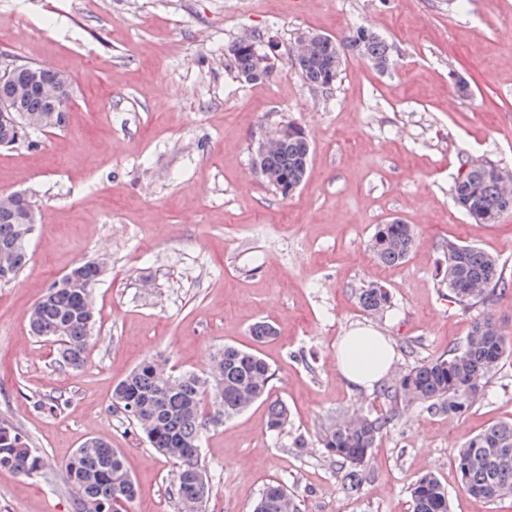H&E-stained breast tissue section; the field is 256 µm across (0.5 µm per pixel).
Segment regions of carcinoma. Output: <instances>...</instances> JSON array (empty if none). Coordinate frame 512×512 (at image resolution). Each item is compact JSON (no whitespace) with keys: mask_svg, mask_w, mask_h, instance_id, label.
Returning <instances> with one entry per match:
<instances>
[{"mask_svg":"<svg viewBox=\"0 0 512 512\" xmlns=\"http://www.w3.org/2000/svg\"><path fill=\"white\" fill-rule=\"evenodd\" d=\"M232 63L238 77H254L252 83L269 79L274 67L260 62L256 41L242 39L232 45ZM351 50L383 71L389 65V47L365 27L352 31L341 43H315L304 62L297 67L302 78L317 89L334 84L345 50ZM38 82L18 99V107L35 116L47 113L40 91L44 84H61L68 76L35 64ZM23 73L0 74V100L15 98ZM288 134L261 160L263 171L279 182L272 190L286 198L305 181L311 162V144L305 132L288 122ZM503 172L484 161L464 162L452 196L458 207L482 224H496L512 212V190L505 189ZM31 233L8 211L0 209V282L15 278L27 265ZM416 244V231L410 224L389 221L378 224L370 239L373 256L382 264L404 263ZM447 285L449 296L464 310L488 307L509 292L512 282L499 260L472 245L448 242ZM100 274L91 263H80L62 276L59 286H50L28 315L32 333L58 346L62 366L77 369L96 321L93 292ZM362 307L378 313L390 307L391 297L381 284L373 283L359 294ZM512 357V341L489 317L477 319L460 347L423 360L381 391L387 401L381 414L341 418L325 428L321 444L327 458L342 470L349 490L359 487L373 448L395 420L401 406H420L428 411L462 416L483 396L489 380L502 363ZM274 372L258 353L226 344L214 360L206 378L189 371L177 375L165 372L155 359L142 362L119 381L112 391V409L132 406L130 421L143 433L159 454L176 464L175 495L179 502L197 506L207 500L209 485L199 463L203 434L230 420L258 400L268 403V427L281 431L288 424V407L270 400ZM0 434V469L30 475L42 467V458L28 442L16 443ZM457 469L464 490L487 501L512 497V422L487 427L466 440L458 450ZM69 483L76 489L81 512H120L131 503L137 488L125 462L115 449L98 438L87 439L66 465ZM413 512H450L448 491L438 476L426 472L411 488ZM253 512H299L293 496L282 484L268 485L254 505Z\"/></svg>","mask_w":512,"mask_h":512,"instance_id":"carcinoma-1","label":"carcinoma"}]
</instances>
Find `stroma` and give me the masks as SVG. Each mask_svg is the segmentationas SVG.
<instances>
[{"mask_svg": "<svg viewBox=\"0 0 512 512\" xmlns=\"http://www.w3.org/2000/svg\"><path fill=\"white\" fill-rule=\"evenodd\" d=\"M359 26L387 42L388 70L349 53L330 90L309 86L290 59L297 38ZM242 39L270 56L268 81L236 78L229 49ZM0 60L49 66L74 86L63 127L0 147V193L29 191L41 211L28 266L0 283V421L43 458L32 476L0 469V512H79L65 466L90 437L122 455L138 486L127 512H180L173 462L112 410V390L152 358L206 375L227 344L257 348L289 419L271 431L258 403L204 435L205 512H252L273 482L301 512H411L429 471L452 512H512V498L467 494L455 461L469 437L512 421V358L465 415L401 409L356 491L319 443L334 420L383 408L338 371L336 340L351 327L389 339L387 385L462 345L483 314L512 339V292L465 312L443 282L451 240L512 278V213L478 224L452 198L462 160L512 173V0H0ZM288 121L313 152L284 199L255 173L251 144ZM394 218L416 228L417 245L383 266L368 242ZM99 258L86 362L64 368L28 312ZM374 282L391 295L380 315L359 304ZM261 320L277 336L258 345Z\"/></svg>", "mask_w": 512, "mask_h": 512, "instance_id": "obj_1", "label": "stroma"}]
</instances>
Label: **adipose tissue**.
<instances>
[{
    "mask_svg": "<svg viewBox=\"0 0 512 512\" xmlns=\"http://www.w3.org/2000/svg\"><path fill=\"white\" fill-rule=\"evenodd\" d=\"M393 359L392 345L369 326L353 327L336 342L338 370L352 387L373 388L389 371Z\"/></svg>",
    "mask_w": 512,
    "mask_h": 512,
    "instance_id": "1",
    "label": "adipose tissue"
}]
</instances>
